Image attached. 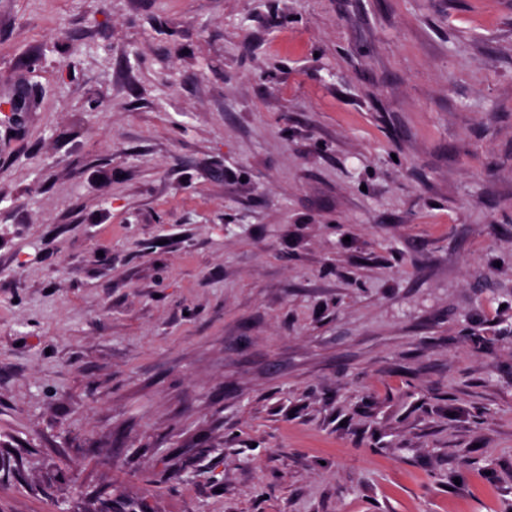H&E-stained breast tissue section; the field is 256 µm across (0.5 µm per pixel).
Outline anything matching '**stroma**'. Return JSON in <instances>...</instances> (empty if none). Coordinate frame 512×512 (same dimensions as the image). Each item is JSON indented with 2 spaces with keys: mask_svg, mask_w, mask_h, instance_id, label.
<instances>
[{
  "mask_svg": "<svg viewBox=\"0 0 512 512\" xmlns=\"http://www.w3.org/2000/svg\"><path fill=\"white\" fill-rule=\"evenodd\" d=\"M1 444L0 512H507L512 0H0Z\"/></svg>",
  "mask_w": 512,
  "mask_h": 512,
  "instance_id": "35a3bbf8",
  "label": "stroma"
}]
</instances>
